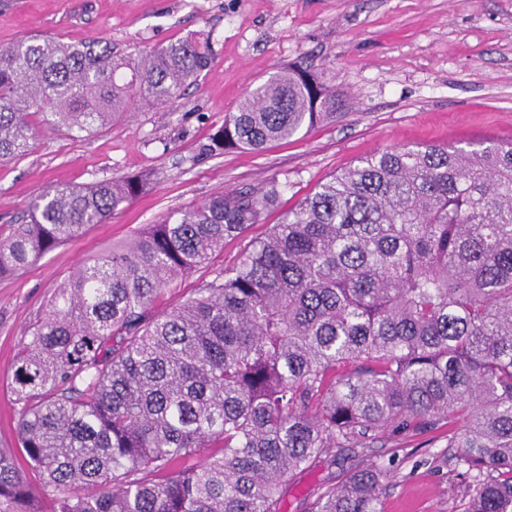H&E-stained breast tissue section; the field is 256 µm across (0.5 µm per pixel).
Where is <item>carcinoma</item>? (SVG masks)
Masks as SVG:
<instances>
[{
  "mask_svg": "<svg viewBox=\"0 0 512 512\" xmlns=\"http://www.w3.org/2000/svg\"><path fill=\"white\" fill-rule=\"evenodd\" d=\"M211 62L195 36L138 59L49 38L1 49L0 161L27 155L34 116L90 132L177 102ZM335 105L311 71L280 70L205 152L262 151ZM147 189L125 176L36 195L0 238V277ZM279 196L216 195L82 260L11 366L18 444L41 489L0 448V512H281L329 449L442 422L474 474L461 512H512V141L363 158L193 296L151 311ZM384 476L356 469L305 512H382Z\"/></svg>",
  "mask_w": 512,
  "mask_h": 512,
  "instance_id": "cac0c4a2",
  "label": "carcinoma"
}]
</instances>
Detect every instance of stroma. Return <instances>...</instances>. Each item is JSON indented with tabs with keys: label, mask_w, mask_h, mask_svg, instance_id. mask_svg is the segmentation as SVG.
Returning a JSON list of instances; mask_svg holds the SVG:
<instances>
[{
	"label": "stroma",
	"mask_w": 512,
	"mask_h": 512,
	"mask_svg": "<svg viewBox=\"0 0 512 512\" xmlns=\"http://www.w3.org/2000/svg\"><path fill=\"white\" fill-rule=\"evenodd\" d=\"M191 33L208 38L212 66L178 102L142 107L88 135L39 131L24 158L0 163V226L18 223L33 196L57 186L126 175L151 182L105 223L0 278V448L18 445L10 367L30 325L86 256L219 193L278 186L263 222L175 279L153 304L161 313L365 156L512 139V0H0V50L51 37L107 42L135 58ZM296 65L335 93L334 121L259 153H204L255 85ZM457 454L447 427L389 429L371 447L339 448L335 462L313 463L289 485L282 510L304 512L322 483L373 463L387 473L383 512H459L471 480Z\"/></svg>",
	"instance_id": "obj_1"
}]
</instances>
